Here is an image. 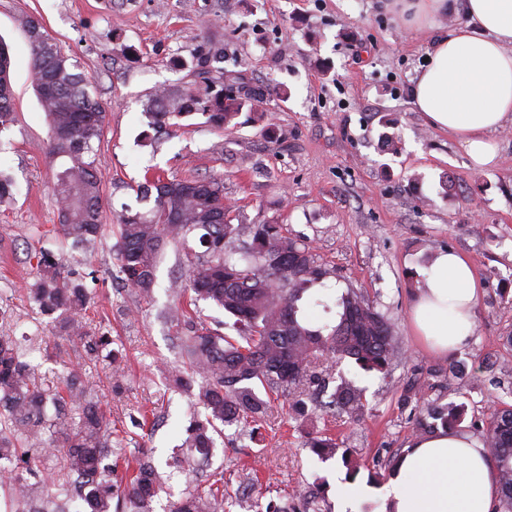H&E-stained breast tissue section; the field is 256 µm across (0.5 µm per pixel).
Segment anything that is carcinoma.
<instances>
[{"mask_svg": "<svg viewBox=\"0 0 512 512\" xmlns=\"http://www.w3.org/2000/svg\"><path fill=\"white\" fill-rule=\"evenodd\" d=\"M31 55V80L47 114L51 137L50 153L60 160L54 192L59 202L62 234L73 243H87L98 236L103 208L100 179L95 165V142L105 125V110L88 90L89 83L78 72L54 39L35 21L26 23ZM224 59L223 51H207L196 58L194 80L180 88L160 86L146 103L152 124L168 133L169 119L199 114L206 123L229 127L245 105L262 111L264 93L246 92L238 100L224 98L216 84L238 82L214 66ZM12 61L0 42V133L15 122V98L11 82ZM137 200L153 201L146 212L126 206L117 217L116 244L119 273L124 286L143 298L151 297L155 268L163 247L173 242L189 261L188 279L174 284L177 291H191L210 300L233 319L236 335L196 321L187 311L169 314V322L181 334L184 368L168 376V386L196 391V405L205 419L187 428L188 441L203 458L214 447L212 434L241 421L261 427L266 423L268 403L258 392H287L296 397L294 407L314 385H326L316 370L322 360L341 363L351 359L367 372L384 375L401 355L392 324L361 292L350 288L336 301L332 321L312 325L301 313L300 302L315 286H324L330 270L318 263L309 249L289 237L282 224L263 221L249 227L252 242L231 258L226 244L239 236L224 203V182L218 179L181 180L147 178L137 186ZM200 232L201 254L190 245L189 235ZM285 245L283 267L258 273L266 265L271 248ZM30 294L44 315L56 316L61 328L81 345L84 364L95 365L112 337L97 334L82 315L94 306V298L81 280L62 270L50 256L37 260V280ZM203 381L195 383V375ZM91 385L80 371L61 378L40 373L29 363L12 336L0 331V457L12 462L3 478L13 498L24 503L45 499V487L30 481L41 465V455L23 446L36 441L60 456L63 485L82 498L90 512H112V499L133 507L135 512H152L151 501L162 484L157 469L141 463L122 489L101 467L111 448L112 419L101 405L90 399ZM364 391L347 381L336 385L331 403L352 419L363 414ZM51 402L55 414L42 412ZM463 409L446 406L426 411L427 419L452 428ZM485 441L500 472L503 506L512 512V409L493 414L485 428ZM236 502L224 498L220 487L196 491L173 504L171 512H231Z\"/></svg>", "mask_w": 512, "mask_h": 512, "instance_id": "1", "label": "carcinoma"}]
</instances>
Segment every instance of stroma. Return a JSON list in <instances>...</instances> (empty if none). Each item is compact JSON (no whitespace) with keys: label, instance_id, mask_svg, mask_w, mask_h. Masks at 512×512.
Returning a JSON list of instances; mask_svg holds the SVG:
<instances>
[{"label":"stroma","instance_id":"obj_1","mask_svg":"<svg viewBox=\"0 0 512 512\" xmlns=\"http://www.w3.org/2000/svg\"><path fill=\"white\" fill-rule=\"evenodd\" d=\"M29 19L78 61L106 111L95 145L103 227L79 249L58 230V163L31 83ZM465 21L457 0L428 32L409 26L392 0H0L16 96V121L0 135V170L14 181L0 203V289L12 308L0 329L41 371L81 367L72 340L29 297L38 253L79 274L95 300L94 328L112 336L127 366L114 391L105 365L88 371L112 412L113 478L122 480L124 464L153 463L167 486L153 512H169L173 498L208 485L217 469L225 489L263 508L310 494L322 512H336V491L347 487L358 492L355 512H379L384 465L419 435L422 410L462 406L459 431L480 439L490 414L512 407V122L491 134L495 157L479 165L458 137L431 127L411 104L433 36ZM214 47L224 51L225 70L264 90V116L242 110L230 132L187 118L157 135L145 112L149 94L191 82L196 57ZM390 136L396 149L386 145ZM151 168L170 178L223 179L224 200L242 227L232 249L249 241L258 221L284 224L330 269L327 302L353 288L393 323L402 355L390 376L351 361L330 370L364 389L360 420L326 409V389L305 396L301 415L289 396L273 394L257 436L225 427L208 466L177 470L197 410L189 393L165 384L182 359L163 315L185 258L166 246L146 300L124 287L114 252L113 215L126 204L148 211L134 187ZM447 250L469 259L481 294L469 344L440 357L414 335L408 308L434 254ZM320 435L334 440L335 454L306 447ZM345 454L360 465L356 477Z\"/></svg>","mask_w":512,"mask_h":512}]
</instances>
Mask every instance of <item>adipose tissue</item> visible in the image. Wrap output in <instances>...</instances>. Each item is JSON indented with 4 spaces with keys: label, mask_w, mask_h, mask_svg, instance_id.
<instances>
[{
    "label": "adipose tissue",
    "mask_w": 512,
    "mask_h": 512,
    "mask_svg": "<svg viewBox=\"0 0 512 512\" xmlns=\"http://www.w3.org/2000/svg\"><path fill=\"white\" fill-rule=\"evenodd\" d=\"M463 8L466 24L435 37L411 103L486 164L494 158L488 134L512 121V0H464ZM479 292L465 256L437 255L410 304L411 324L431 351L447 355L468 344ZM499 484L487 445L448 429L408 446L389 479L383 512H492Z\"/></svg>",
    "instance_id": "obj_1"
}]
</instances>
